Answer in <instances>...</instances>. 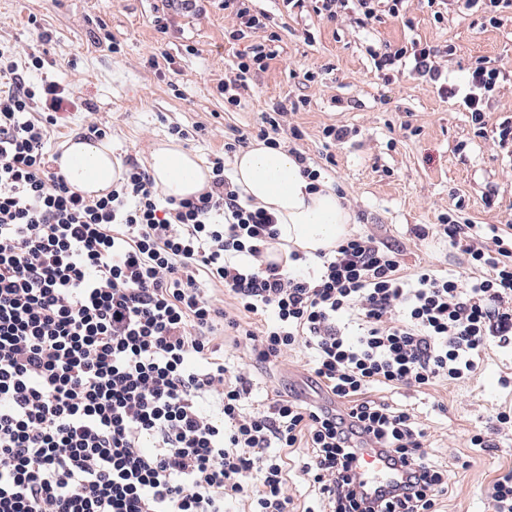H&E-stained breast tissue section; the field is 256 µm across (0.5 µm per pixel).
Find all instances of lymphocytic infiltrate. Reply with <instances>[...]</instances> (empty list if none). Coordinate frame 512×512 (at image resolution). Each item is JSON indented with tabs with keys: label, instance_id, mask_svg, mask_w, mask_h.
I'll list each match as a JSON object with an SVG mask.
<instances>
[{
	"label": "lymphocytic infiltrate",
	"instance_id": "1",
	"mask_svg": "<svg viewBox=\"0 0 512 512\" xmlns=\"http://www.w3.org/2000/svg\"><path fill=\"white\" fill-rule=\"evenodd\" d=\"M403 2L286 0L361 28ZM427 5L438 21L454 6L485 27L512 22V0ZM367 52L379 76L404 67L438 83L479 132L512 77L480 57L464 84L442 81L437 49L415 39ZM275 56L260 44L241 57L240 81L221 87L225 106H240L246 76ZM78 106L57 81L28 82L0 47V512H225L236 499L293 512L281 456L293 448L315 492L305 512H436L448 475L424 451V428L371 391L468 378L491 341L512 351V239L441 216L439 233L484 270L471 283L428 267L405 274L371 234L345 237L299 274L267 261L276 220L226 172L246 136L211 159L198 197H160L130 161L92 199L46 148L59 113ZM202 279L233 311L206 297ZM269 313L261 330L245 322ZM221 331L269 366L310 349L327 400L288 393L248 411L252 381L220 356ZM210 394L215 415L202 406ZM368 453L388 484L365 482Z\"/></svg>",
	"mask_w": 512,
	"mask_h": 512
}]
</instances>
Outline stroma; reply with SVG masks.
<instances>
[{"label":"stroma","instance_id":"35a3bbf8","mask_svg":"<svg viewBox=\"0 0 512 512\" xmlns=\"http://www.w3.org/2000/svg\"><path fill=\"white\" fill-rule=\"evenodd\" d=\"M251 6L266 14L265 28L231 43L226 34L239 20L213 0L190 13L168 9L164 0H0V43L21 63L39 51L42 76L96 106L92 113H63L50 131L51 151L86 137L95 123L109 128L115 157L144 166L177 124L194 134L183 148L206 164L223 153L225 141L280 105L282 129L303 133L299 140L285 138L284 149L304 153L323 182L342 190L354 218L351 232L396 247L405 273L431 265L464 279L475 276L467 255L448 247L442 235L420 241L413 228L456 209L469 223L512 233V159L500 152L495 134L512 117V81L494 97L486 133L478 137L469 114L434 83L408 71L388 82L378 77L365 47L427 41L442 50L437 64L444 76L461 83L479 57L512 70V24L483 28L476 16L459 12L439 23L426 0H405L400 16L383 17L367 31L344 17L329 22L309 10L288 11L282 0H252ZM161 15L168 24L163 33L155 25ZM272 34L276 57L265 71L249 75L240 107L225 108L219 85L237 79L239 55ZM449 44L456 47L451 56L444 53ZM329 125L347 126L351 134L329 144L322 134ZM222 349L251 378L255 408L276 394L311 387L305 347L288 350L270 367L251 363L232 340ZM508 374L512 352L492 344L468 379L421 390L376 388L377 397L413 411L427 430L426 448L447 464L448 493L439 512H484L493 481L512 468V431L495 433L491 449L470 442L491 428L496 408L512 407V390L500 383Z\"/></svg>","mask_w":512,"mask_h":512}]
</instances>
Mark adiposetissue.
<instances>
[{
  "label": "adipose tissue",
  "mask_w": 512,
  "mask_h": 512,
  "mask_svg": "<svg viewBox=\"0 0 512 512\" xmlns=\"http://www.w3.org/2000/svg\"><path fill=\"white\" fill-rule=\"evenodd\" d=\"M67 181L91 197L108 193L121 176L122 166L104 143L70 141L60 159ZM149 173L163 194L195 198L210 179L196 155L164 141L150 154ZM231 177L243 196L272 214L280 232L282 253L297 249L306 256L329 251L348 234L352 214L331 187L313 191L294 154L256 143L238 152Z\"/></svg>",
  "instance_id": "1"
}]
</instances>
